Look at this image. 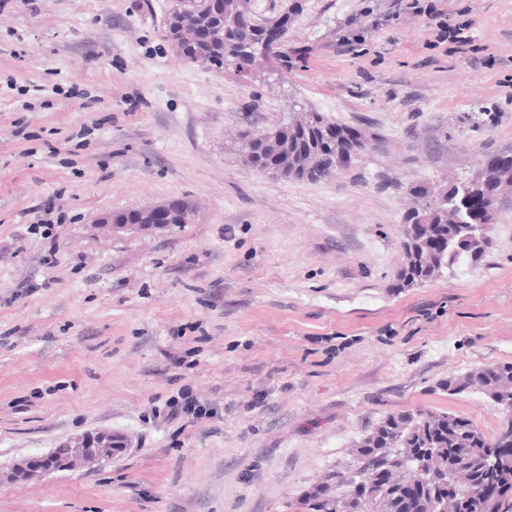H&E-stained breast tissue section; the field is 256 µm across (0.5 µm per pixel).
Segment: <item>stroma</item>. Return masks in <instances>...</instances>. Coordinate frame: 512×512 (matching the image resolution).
Wrapping results in <instances>:
<instances>
[{
    "mask_svg": "<svg viewBox=\"0 0 512 512\" xmlns=\"http://www.w3.org/2000/svg\"><path fill=\"white\" fill-rule=\"evenodd\" d=\"M432 2L465 51L409 0H299L241 75L178 55L173 0H0V512H308L388 414L495 434L483 393L441 384L512 362V210L480 259L397 275L403 186L512 153V0ZM307 111L374 149L315 181L242 164L240 131ZM174 199L189 223L100 224ZM86 433L127 446L13 480ZM411 9H415L413 14L416 16L425 15L428 19V28L436 33V36L442 40H449L452 43L458 44V47L466 46L470 40L467 36H462L465 26H452L445 15L440 12L433 4H427L425 7L419 6L418 3L411 4ZM65 464L60 458L59 448H54L46 454L21 463L16 469V476L29 481L48 473L62 471Z\"/></svg>",
    "mask_w": 512,
    "mask_h": 512,
    "instance_id": "stroma-1",
    "label": "stroma"
}]
</instances>
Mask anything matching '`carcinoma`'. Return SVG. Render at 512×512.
Here are the masks:
<instances>
[{
	"label": "carcinoma",
	"instance_id": "cac0c4a2",
	"mask_svg": "<svg viewBox=\"0 0 512 512\" xmlns=\"http://www.w3.org/2000/svg\"><path fill=\"white\" fill-rule=\"evenodd\" d=\"M298 9L291 4L257 20L250 0H180L165 36L191 62L245 72L277 55ZM239 140L245 166L299 180L333 176L334 156H342L348 167L368 149L359 131L314 111L273 128L246 130ZM511 187L508 153L491 155L476 176L460 183L408 186L413 205L403 216V282L424 283L463 258L483 256L490 242L482 227L496 222L503 191ZM192 213L187 202L172 200L151 212V223L186 224ZM444 387L455 394L474 388L486 395L502 414L493 439L453 413L390 414L357 443L348 466L304 495L310 512H448L446 503L454 498L463 512H504L505 497L469 498L452 478L462 476L473 487L488 481L512 486V362L450 377Z\"/></svg>",
	"mask_w": 512,
	"mask_h": 512
}]
</instances>
